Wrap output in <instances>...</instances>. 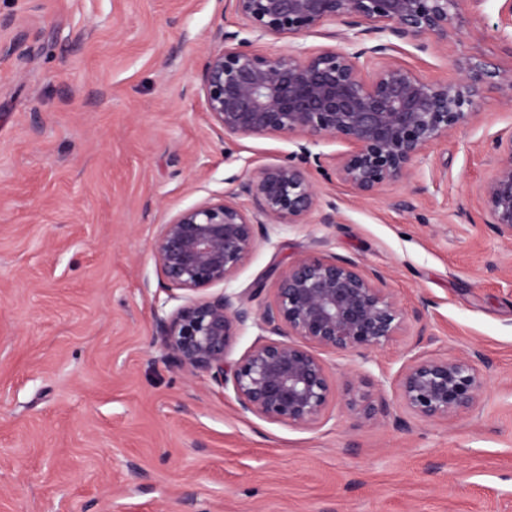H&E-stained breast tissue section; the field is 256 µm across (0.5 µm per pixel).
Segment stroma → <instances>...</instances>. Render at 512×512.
I'll return each mask as SVG.
<instances>
[{
	"label": "stroma",
	"instance_id": "35a3bbf8",
	"mask_svg": "<svg viewBox=\"0 0 512 512\" xmlns=\"http://www.w3.org/2000/svg\"><path fill=\"white\" fill-rule=\"evenodd\" d=\"M501 0L463 9V42L398 59L457 81L471 59L512 73ZM224 0H0V512H512V239L487 222L486 141L512 132L491 88L419 166L424 192L365 200L320 182L333 224L269 230L224 289L272 290L298 255L380 273L422 323L360 357L324 353L336 397L301 428L242 412L232 390L163 359L177 299L153 243L180 211L292 151L208 116L201 69ZM479 352L468 413L423 422L394 383L414 355ZM383 392L360 424L346 380Z\"/></svg>",
	"mask_w": 512,
	"mask_h": 512
}]
</instances>
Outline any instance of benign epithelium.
I'll use <instances>...</instances> for the list:
<instances>
[{
	"label": "benign epithelium",
	"instance_id": "7a95c632",
	"mask_svg": "<svg viewBox=\"0 0 512 512\" xmlns=\"http://www.w3.org/2000/svg\"><path fill=\"white\" fill-rule=\"evenodd\" d=\"M478 0H224L240 30L223 31L201 76L206 109L224 139L285 137L296 150L235 179L219 199L183 210L162 225L153 250L157 273L183 303L156 318L166 361L191 374L204 372L232 387L245 413L308 427L323 416L336 381L314 349L335 353L382 348L403 331L408 314L377 272L352 260L308 253L278 276L269 299L263 289L246 298L207 295L227 282L258 244V230L306 224L320 207L311 170L345 184L359 197L389 184H411L416 168L448 134L465 125L489 73L466 62L455 83L431 81L399 63L409 44L421 52L458 35L467 2ZM245 30L252 38L240 37ZM314 32L335 41L315 51H257L265 37ZM347 145L334 161L312 147ZM493 168L481 186L488 223L512 238V133L490 140ZM321 211L336 223V203ZM261 339L229 363L230 348L247 323ZM478 352L412 357L395 384L401 405L421 421L472 409L483 388ZM347 411L362 423L389 414L383 393L372 398L347 383Z\"/></svg>",
	"mask_w": 512,
	"mask_h": 512
}]
</instances>
